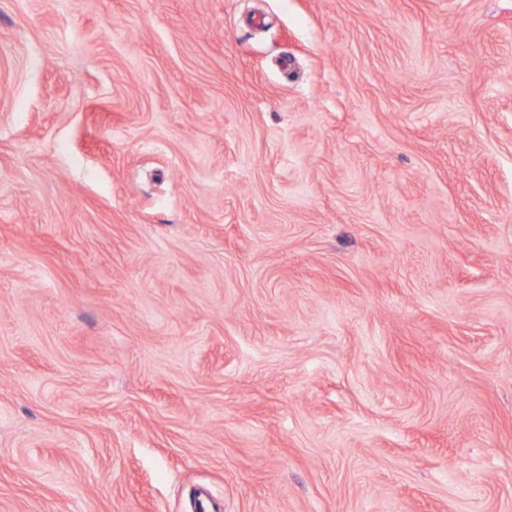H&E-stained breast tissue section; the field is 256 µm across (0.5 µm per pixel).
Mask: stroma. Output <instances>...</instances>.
I'll return each instance as SVG.
<instances>
[{
  "mask_svg": "<svg viewBox=\"0 0 512 512\" xmlns=\"http://www.w3.org/2000/svg\"><path fill=\"white\" fill-rule=\"evenodd\" d=\"M512 512V0H0V512Z\"/></svg>",
  "mask_w": 512,
  "mask_h": 512,
  "instance_id": "obj_1",
  "label": "stroma"
}]
</instances>
